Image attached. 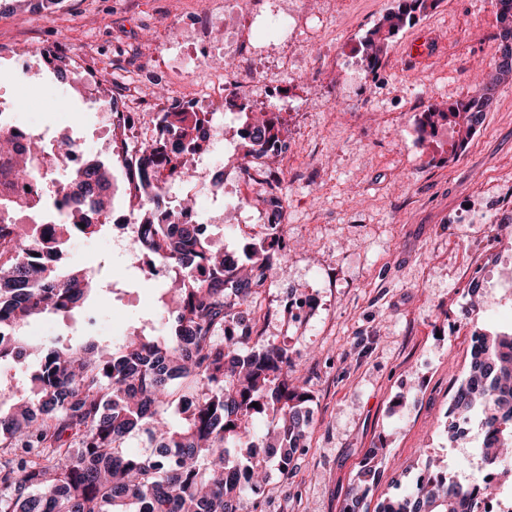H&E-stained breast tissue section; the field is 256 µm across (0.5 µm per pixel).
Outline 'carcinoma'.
<instances>
[{
  "instance_id": "obj_1",
  "label": "carcinoma",
  "mask_w": 512,
  "mask_h": 512,
  "mask_svg": "<svg viewBox=\"0 0 512 512\" xmlns=\"http://www.w3.org/2000/svg\"><path fill=\"white\" fill-rule=\"evenodd\" d=\"M441 0H396L361 44L374 72L392 40ZM45 65L65 77L75 73L70 57L56 48L42 52ZM512 70L495 68L479 96L443 106L431 104L416 118L420 137L446 122L465 148L482 124L486 108ZM224 108L238 112L240 170L249 181L266 177V160L284 144L281 113L274 104L254 111L233 95ZM172 138L170 151L138 150L136 178L147 200L136 214L141 230L134 249L173 268L168 281L177 300L157 333L111 343L88 336L79 344L52 339L35 346L37 370L21 383V394L0 405V512H242L269 493L259 479L276 459L284 479L304 448L313 396L299 358L285 343L257 333L241 339L231 330L246 321L247 308L264 287L272 259L285 255L270 235L247 242L236 260L213 250L202 224H176L168 192L193 171L189 148L208 150L207 120L172 103L159 112ZM0 362L21 360L30 349L21 335L47 313L83 309L112 284L99 270L60 266L67 241L94 236L110 224L105 205L111 162L72 164L74 139L54 144L50 167L63 172L54 182L68 210L45 232L16 222L39 210L43 197L40 147L36 139L0 135ZM34 182L29 192L18 185ZM188 394L192 407L180 405ZM258 406H252V403ZM478 423L485 472L512 484V331L474 333L466 372L451 396L443 423L455 439ZM134 435L145 449L127 450ZM379 448L360 463L344 512H361L379 477ZM427 479L385 497L375 512H478L494 486L479 475L462 482L448 466L427 467Z\"/></svg>"
}]
</instances>
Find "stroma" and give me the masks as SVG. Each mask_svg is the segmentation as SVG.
<instances>
[{"label": "stroma", "mask_w": 512, "mask_h": 512, "mask_svg": "<svg viewBox=\"0 0 512 512\" xmlns=\"http://www.w3.org/2000/svg\"><path fill=\"white\" fill-rule=\"evenodd\" d=\"M252 2L239 34L255 55L238 94L257 107L278 103L295 166L283 175L288 253L266 271L271 314L262 326L317 360L306 450L290 485L270 471L264 512H343L361 460L378 445L369 506L408 487L430 459L469 481L481 461L448 439L443 421L472 334L512 329V79L462 151L452 152L445 125L419 140L414 118L477 94L495 61L497 2L441 0L398 34L374 74L357 48L393 0H302L297 29L282 38L266 30L284 0ZM422 34L438 56L408 58L405 45ZM56 46L100 92L44 66L42 49ZM241 65L224 43V0H62L39 9L0 0V101L21 114L39 97L53 136L79 138L87 155L110 160L104 115L112 108L146 116L189 96L196 111L212 113L223 149L208 150L197 170L194 205L203 212L241 178L239 116L204 90L213 73ZM250 194L249 206L221 210L213 244L239 248L265 222L258 189ZM108 238L71 241L66 260L102 269L115 293L88 312L31 322L25 336L80 337L90 312L126 336L167 311L163 283L134 285L136 268L113 255ZM303 298L314 311L299 323L289 307Z\"/></svg>", "instance_id": "stroma-1"}]
</instances>
